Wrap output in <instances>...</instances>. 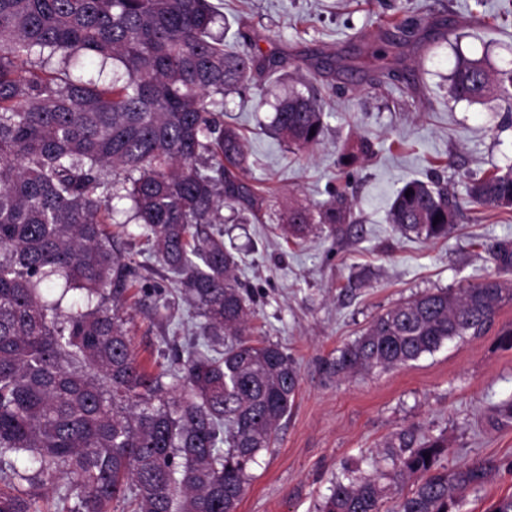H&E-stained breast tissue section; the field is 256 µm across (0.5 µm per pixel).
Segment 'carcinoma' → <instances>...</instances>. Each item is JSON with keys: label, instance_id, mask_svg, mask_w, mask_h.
<instances>
[{"label": "carcinoma", "instance_id": "1", "mask_svg": "<svg viewBox=\"0 0 512 512\" xmlns=\"http://www.w3.org/2000/svg\"><path fill=\"white\" fill-rule=\"evenodd\" d=\"M210 0H0V512H42L36 489L64 478L74 512H236L249 469L271 447L300 376L275 343L249 338L253 300L234 256L207 231L227 207L260 221L266 200L246 175L237 128L210 118L224 94L249 89L255 59L228 49ZM89 56L120 71L105 83L75 73ZM458 99L512 100V72L458 58ZM274 131L304 152L324 132L313 92L274 107ZM131 201L183 298L220 352L196 349L178 367L144 366L130 347L123 299L134 259L106 230L112 199ZM471 202L512 210V164L471 183ZM458 203L406 182L389 212L404 236L445 238ZM343 196L288 206L285 237L315 224L336 235ZM489 253L512 273V242ZM512 285L485 277L458 291L416 294L376 316L327 362L346 376L387 370L480 335ZM391 473L349 472L321 512H381L383 481L417 479L395 512H453L493 461L448 470L440 438H402Z\"/></svg>", "mask_w": 512, "mask_h": 512}]
</instances>
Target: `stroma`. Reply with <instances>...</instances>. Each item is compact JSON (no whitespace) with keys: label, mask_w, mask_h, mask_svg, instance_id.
Returning a JSON list of instances; mask_svg holds the SVG:
<instances>
[{"label":"stroma","mask_w":512,"mask_h":512,"mask_svg":"<svg viewBox=\"0 0 512 512\" xmlns=\"http://www.w3.org/2000/svg\"><path fill=\"white\" fill-rule=\"evenodd\" d=\"M223 11L228 41L260 64L251 88L224 99L219 123L247 138V171L269 199L263 223L224 211L218 227L237 274L254 299L253 336L284 349L300 385L271 448L251 468L237 512H318L345 470L369 473L400 433L443 438L442 466L493 459L499 472L463 493L459 512H486L512 496V424L494 408L512 398V305L484 334L445 342L437 351L388 371L339 377L327 361L370 320L430 289L456 290L495 274L485 249L512 241V212L471 204L473 178L512 164V103L470 102L451 93L458 55L512 70V0H212ZM412 33L387 46L394 20ZM281 61V80L262 66ZM305 76L324 112L321 144L292 153L269 129L277 98ZM360 138L369 156H340ZM412 179L437 181L460 205L448 237L408 238L388 219ZM343 193L353 213L347 231L323 226L300 240L279 231L289 203L318 205ZM136 262L139 288L126 304L132 346L145 364L170 363L195 324L187 304L152 253L141 227L120 238ZM165 294H157L156 286ZM175 304L173 315L163 300Z\"/></svg>","instance_id":"obj_1"}]
</instances>
